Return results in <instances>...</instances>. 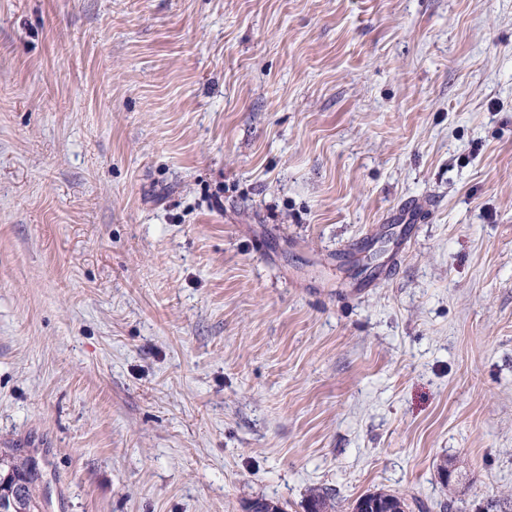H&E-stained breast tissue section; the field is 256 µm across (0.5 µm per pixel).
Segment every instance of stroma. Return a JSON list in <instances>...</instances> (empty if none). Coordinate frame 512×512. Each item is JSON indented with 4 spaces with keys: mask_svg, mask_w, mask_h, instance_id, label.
<instances>
[{
    "mask_svg": "<svg viewBox=\"0 0 512 512\" xmlns=\"http://www.w3.org/2000/svg\"><path fill=\"white\" fill-rule=\"evenodd\" d=\"M0 448L512 512V0H0Z\"/></svg>",
    "mask_w": 512,
    "mask_h": 512,
    "instance_id": "1",
    "label": "stroma"
}]
</instances>
